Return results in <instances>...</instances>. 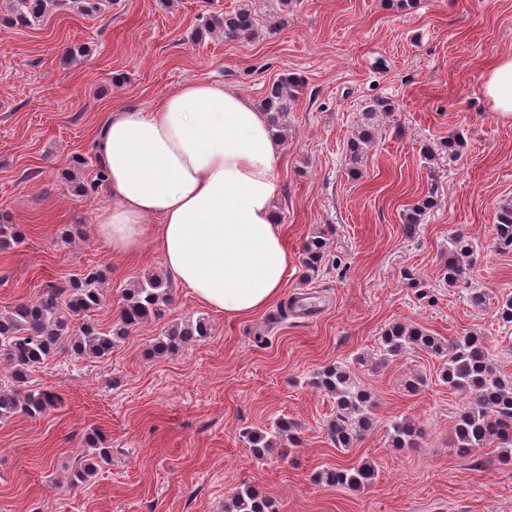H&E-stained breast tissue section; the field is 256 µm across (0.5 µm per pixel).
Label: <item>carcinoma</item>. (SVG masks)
<instances>
[{
    "mask_svg": "<svg viewBox=\"0 0 512 512\" xmlns=\"http://www.w3.org/2000/svg\"><path fill=\"white\" fill-rule=\"evenodd\" d=\"M59 6V0H11L8 10L15 20L31 25ZM264 24L249 8L241 6L220 15L207 17L198 28L201 36L214 33L232 42L250 43L256 40ZM302 81L284 75L265 88L261 108L267 112L270 125L283 138L288 133L291 103L297 98ZM388 111L383 100H375L365 112L347 145L350 172L357 174L367 149L374 142L377 117ZM432 207L422 199L406 209L404 224L411 230ZM497 244L512 248V202H505L495 212ZM22 243V236L12 224H0V249H10ZM327 237L318 228L302 247L301 264L305 276L318 273L327 256ZM473 243L455 232L448 238V256L442 275L448 286L464 284L470 277ZM101 276L97 271L76 274L69 285L53 287L33 301L15 306L0 314V362L11 370V384L0 385V421L16 414L35 417L60 404L53 391L28 388V377L36 367L51 359L64 340L70 341L78 357L103 359L112 352L117 340L129 335L148 321L158 318L171 300V288L158 274H148L123 290L122 303L112 326L104 329L91 320L74 324L73 319L99 308L102 303ZM210 335L206 318L199 317L167 327L160 333L150 354L168 355ZM420 349L443 361L441 379L454 391L461 392L468 402L457 413L452 447L462 453L473 448H486L499 464L512 466V377L494 365V353L484 338L474 334L445 340L420 328L395 323L381 336L380 363L401 356L408 350ZM312 384L334 399L336 413L328 425V436L338 448H350L374 426V400L344 365H332L319 371ZM294 423L282 418L273 427L262 431L244 432V439L258 457L279 454L285 441L292 438ZM421 429L406 419L389 426V443L395 448H413ZM112 456L104 436L96 432L89 439L82 460L70 476L74 486L87 485L95 476L99 464ZM377 470L373 463L363 461L346 468L329 466L321 469L315 482L327 487L359 489L373 483ZM224 512H274L272 501L259 491L245 487L224 502Z\"/></svg>",
    "mask_w": 512,
    "mask_h": 512,
    "instance_id": "cac0c4a2",
    "label": "carcinoma"
}]
</instances>
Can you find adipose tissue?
<instances>
[{
	"mask_svg": "<svg viewBox=\"0 0 512 512\" xmlns=\"http://www.w3.org/2000/svg\"><path fill=\"white\" fill-rule=\"evenodd\" d=\"M483 94L512 116V55L488 72ZM93 149L108 198L96 230L114 253L138 254L154 239L167 271L228 317L280 296L290 265L276 208L282 143L250 99L184 83L151 107L113 108Z\"/></svg>",
	"mask_w": 512,
	"mask_h": 512,
	"instance_id": "adipose-tissue-1",
	"label": "adipose tissue"
}]
</instances>
